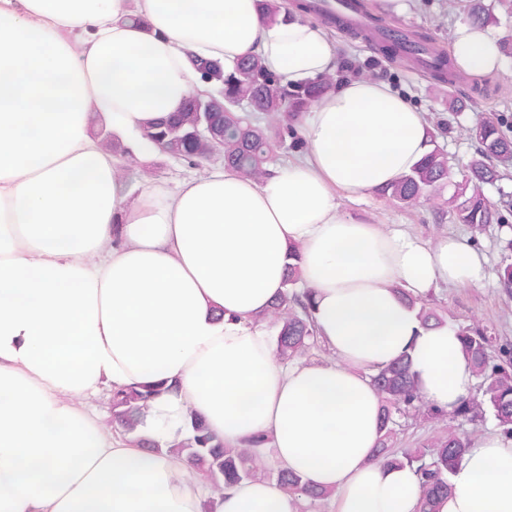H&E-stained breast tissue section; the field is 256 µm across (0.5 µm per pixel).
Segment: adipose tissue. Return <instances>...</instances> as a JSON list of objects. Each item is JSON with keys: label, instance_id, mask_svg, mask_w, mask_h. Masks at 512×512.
<instances>
[{"label": "adipose tissue", "instance_id": "1", "mask_svg": "<svg viewBox=\"0 0 512 512\" xmlns=\"http://www.w3.org/2000/svg\"><path fill=\"white\" fill-rule=\"evenodd\" d=\"M260 57L304 84L334 73L330 29L301 12L266 22L257 0H0V512H304L263 479L211 493L170 451L201 418L332 497L336 512H417L421 480L374 458L371 376L409 356L424 401L452 413L475 383L456 327L417 306L476 285L484 253L344 213L431 149L426 114L387 83L348 79L296 128L306 145L259 179L203 166L175 187L126 191L151 126L215 93L193 58ZM458 73L503 70L499 38L453 30ZM101 115L113 150L92 131ZM299 250L328 362L282 363L259 325ZM159 381L136 433L92 414L102 388ZM437 512H512V437L475 435Z\"/></svg>", "mask_w": 512, "mask_h": 512}]
</instances>
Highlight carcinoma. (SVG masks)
Masks as SVG:
<instances>
[{"mask_svg":"<svg viewBox=\"0 0 512 512\" xmlns=\"http://www.w3.org/2000/svg\"><path fill=\"white\" fill-rule=\"evenodd\" d=\"M465 10L473 20L484 22L491 17L490 6L484 0H466ZM382 44L384 52L395 57L403 56L409 49L426 52L428 69L434 79L440 83L453 82L454 69L444 53L423 42L396 36L384 39ZM207 67L212 82L219 85L223 107L205 112L190 101L185 111L148 132V138L165 153L196 166L209 160L214 149L212 138L197 134L198 126L207 120L223 140L220 151L224 165L247 178L267 174L274 144H289L296 152L302 149L304 143L295 128V117L336 84L332 77L325 76L304 88L292 89L282 78L267 72L254 56L236 65L234 72L228 75L224 74L222 66L209 62ZM245 105L264 115L267 125L262 127L239 115L238 110ZM470 135L481 146L483 156L503 162L512 160V139L506 137L493 119L480 121L470 129ZM449 175L448 154L436 146L410 174L385 190V194L403 203L432 197L447 185ZM495 177V171L479 160L463 170L462 181L455 185L454 194L448 200L458 223L500 221L498 213L475 189ZM290 257L287 295L270 312V318L278 326L277 355L288 361L305 355L317 343L309 305L311 290L303 288L299 254L294 251ZM458 331L477 385L475 393L460 402L454 416L481 422L490 413L499 429L512 435V352L503 349L496 359L492 355L491 338L483 330L460 327ZM371 380L383 403V435L378 443V458L415 468L423 485L418 512H436L437 500L451 493L448 474L463 459L470 439L450 428L430 448H389L395 416L412 409L419 410L423 399L417 392L411 360L407 356L378 370ZM169 390V386L159 382L113 392L112 420L125 432H136L148 402ZM187 428L189 436L172 444V448L184 454L191 470L212 482L216 490L255 475L254 458L247 449L226 447L201 419L192 414L187 417ZM277 484L289 492L305 496L310 502L325 497L323 493L310 491L299 476L289 472L277 471Z\"/></svg>","mask_w":512,"mask_h":512,"instance_id":"obj_1","label":"carcinoma"}]
</instances>
